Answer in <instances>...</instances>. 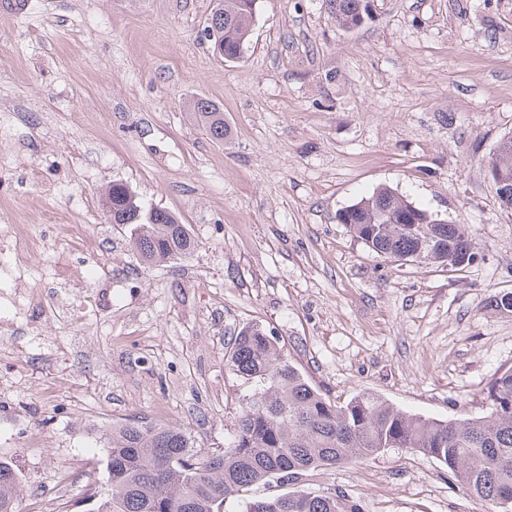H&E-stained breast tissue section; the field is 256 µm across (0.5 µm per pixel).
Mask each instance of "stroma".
<instances>
[{"label": "stroma", "mask_w": 512, "mask_h": 512, "mask_svg": "<svg viewBox=\"0 0 512 512\" xmlns=\"http://www.w3.org/2000/svg\"><path fill=\"white\" fill-rule=\"evenodd\" d=\"M339 28L325 0H260L249 49L227 62L202 30L212 0H28L0 10V237L32 225L42 302L0 283V460L16 512H84L112 429L183 427L223 447L244 388L226 348L258 323L309 382L435 419L487 411L512 367V210L487 163L512 134V0H362ZM224 111L205 132L192 104ZM124 183L177 214L195 249L142 263L102 194ZM389 187L463 225L459 271L399 265L338 223ZM59 223L104 269L60 251ZM361 512H492L447 467L391 448L312 472ZM193 108L201 117L203 127L208 135L214 140H224L227 134V128L224 123V112L207 99L197 100Z\"/></svg>", "instance_id": "1"}]
</instances>
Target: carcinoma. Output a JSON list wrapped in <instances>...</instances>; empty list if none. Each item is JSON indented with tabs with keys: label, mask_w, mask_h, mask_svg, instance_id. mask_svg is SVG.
<instances>
[{
	"label": "carcinoma",
	"mask_w": 512,
	"mask_h": 512,
	"mask_svg": "<svg viewBox=\"0 0 512 512\" xmlns=\"http://www.w3.org/2000/svg\"><path fill=\"white\" fill-rule=\"evenodd\" d=\"M336 24H361V0H326ZM259 0H216L204 28L224 60L243 57ZM208 135L224 140V112L207 99L193 105ZM491 163L512 172V135ZM112 223L129 224L132 243L147 264L173 262L195 248L188 225L146 204L123 183L106 193ZM349 229L391 261L443 264L474 251L460 224L437 223L429 211L381 188L350 205ZM230 369L247 393L224 448L196 447L186 430L153 422L112 428L104 481L83 500L87 512H361L341 492L301 486L310 472L352 464L389 448H410L448 467L471 495L512 512V368L489 386L487 414L463 420L408 415L381 396L361 391L338 404L315 389L282 353L279 339L254 323L230 343ZM263 485L271 493L252 495ZM19 478L0 460V512H14Z\"/></svg>",
	"instance_id": "cac0c4a2"
}]
</instances>
